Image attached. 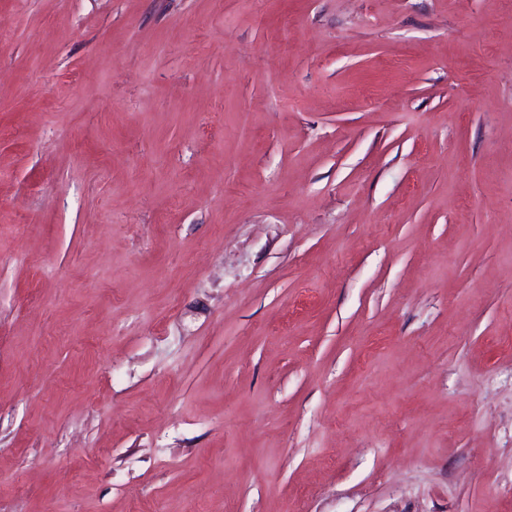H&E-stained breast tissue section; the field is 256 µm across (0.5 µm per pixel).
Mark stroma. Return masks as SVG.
Segmentation results:
<instances>
[{"label": "stroma", "instance_id": "obj_1", "mask_svg": "<svg viewBox=\"0 0 512 512\" xmlns=\"http://www.w3.org/2000/svg\"><path fill=\"white\" fill-rule=\"evenodd\" d=\"M0 31V512H512V0Z\"/></svg>", "mask_w": 512, "mask_h": 512}]
</instances>
